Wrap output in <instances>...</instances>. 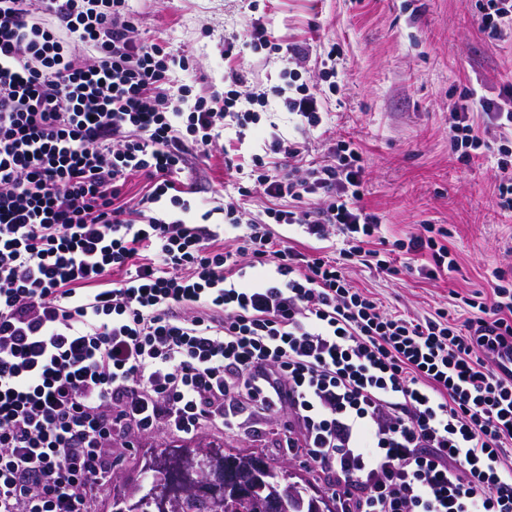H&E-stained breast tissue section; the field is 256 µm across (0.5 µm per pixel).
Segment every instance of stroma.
Masks as SVG:
<instances>
[{
  "label": "stroma",
  "instance_id": "stroma-1",
  "mask_svg": "<svg viewBox=\"0 0 512 512\" xmlns=\"http://www.w3.org/2000/svg\"><path fill=\"white\" fill-rule=\"evenodd\" d=\"M475 0H132L136 36L165 40L175 55L194 57L189 71L174 70V86L189 99L223 98L229 72L244 79L241 94H257L288 80L320 94L324 127L314 129L287 112L277 98L260 108V120L244 139L219 136L208 157L188 153L178 180L190 189L188 223L211 211L224 221V160L242 166L263 154L272 134L306 144L309 159L323 161L345 140L363 153L364 203L376 213L388 240L419 234L424 224L448 230L455 271L435 281L420 264L400 256L387 276L360 264L348 267L355 287L367 289L391 313L411 317L447 311L465 325L474 295L490 296L496 275L512 283V212L497 204L496 149L480 148L462 163L448 143V112L468 88L495 99L512 82V32L489 40L480 32ZM261 20L277 54L252 52L245 44L253 20ZM339 43L334 77L320 64L331 43ZM304 48L306 61L288 50ZM287 415L260 418V431L242 424L208 426L190 439L167 434L133 438L121 452L111 491L144 479L147 458L166 444L217 442L225 450L261 457L289 472L310 495L327 496L324 476L302 456L285 450Z\"/></svg>",
  "mask_w": 512,
  "mask_h": 512
}]
</instances>
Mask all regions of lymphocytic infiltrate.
<instances>
[{"label":"lymphocytic infiltrate","instance_id":"f902f5d3","mask_svg":"<svg viewBox=\"0 0 512 512\" xmlns=\"http://www.w3.org/2000/svg\"><path fill=\"white\" fill-rule=\"evenodd\" d=\"M129 0H0V512H99L117 433L192 435L288 414L289 453L327 474L336 512H512V287L457 328L412 318L354 287L339 260L298 248L297 227L341 257L393 274V254L455 269L444 227L377 249L361 153L298 167L274 137L250 172L266 221L224 203L233 241L183 219L175 176L185 118L199 154L217 126L258 115L197 98L183 111L166 43L139 42ZM93 51L80 58L78 47ZM512 131L501 100L465 90L448 114L463 162L481 130ZM168 200L179 217L135 220ZM270 266L258 287L247 269Z\"/></svg>","mask_w":512,"mask_h":512}]
</instances>
